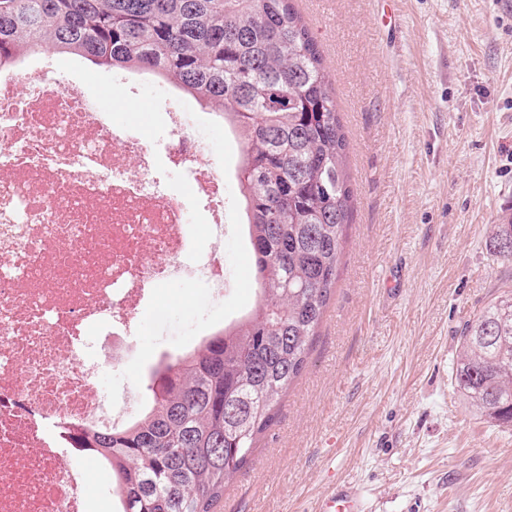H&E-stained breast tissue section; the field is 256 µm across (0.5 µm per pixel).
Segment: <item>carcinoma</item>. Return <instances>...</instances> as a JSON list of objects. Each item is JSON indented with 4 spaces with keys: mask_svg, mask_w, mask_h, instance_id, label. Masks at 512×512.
I'll return each instance as SVG.
<instances>
[{
    "mask_svg": "<svg viewBox=\"0 0 512 512\" xmlns=\"http://www.w3.org/2000/svg\"><path fill=\"white\" fill-rule=\"evenodd\" d=\"M157 75L224 119L256 298L146 375V409L74 437L110 476L115 512H214L224 486L305 367L350 221L345 135L323 55L292 0H0V65L48 48ZM512 223L493 255L512 262ZM451 380L512 426V293L468 324Z\"/></svg>",
    "mask_w": 512,
    "mask_h": 512,
    "instance_id": "1",
    "label": "carcinoma"
}]
</instances>
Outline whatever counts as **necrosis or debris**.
Here are the masks:
<instances>
[{"label": "necrosis or debris", "mask_w": 512, "mask_h": 512, "mask_svg": "<svg viewBox=\"0 0 512 512\" xmlns=\"http://www.w3.org/2000/svg\"><path fill=\"white\" fill-rule=\"evenodd\" d=\"M57 67L48 52L0 67V512H83L84 476L65 462L73 434L134 416L101 388V369L122 372L157 288L199 282L223 300L235 281L221 246L243 234L224 159L195 132L222 120L167 86L166 136L150 143L84 73L60 80Z\"/></svg>", "instance_id": "1"}]
</instances>
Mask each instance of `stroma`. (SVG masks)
I'll list each match as a JSON object with an SVG mask.
<instances>
[{
  "instance_id": "stroma-1",
  "label": "stroma",
  "mask_w": 512,
  "mask_h": 512,
  "mask_svg": "<svg viewBox=\"0 0 512 512\" xmlns=\"http://www.w3.org/2000/svg\"><path fill=\"white\" fill-rule=\"evenodd\" d=\"M316 39L346 137L353 190L336 285L302 373L215 512H317L346 485L363 512H512V427L486 423L451 383L458 338L512 290L490 250L512 220V0H294ZM90 94L144 139L163 132L156 85ZM239 284L159 288L143 311L121 399L141 405L157 350L180 352L198 312L253 304L251 259L225 239Z\"/></svg>"
}]
</instances>
